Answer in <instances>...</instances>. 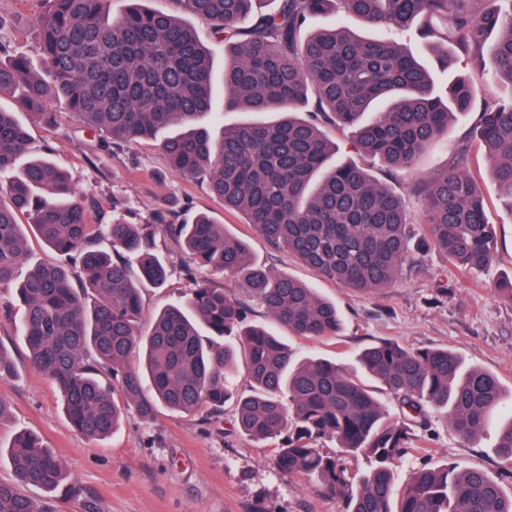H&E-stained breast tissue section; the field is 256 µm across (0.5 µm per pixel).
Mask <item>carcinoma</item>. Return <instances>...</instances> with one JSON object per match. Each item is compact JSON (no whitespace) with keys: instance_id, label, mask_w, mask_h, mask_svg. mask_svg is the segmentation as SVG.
I'll use <instances>...</instances> for the list:
<instances>
[{"instance_id":"cac0c4a2","label":"carcinoma","mask_w":512,"mask_h":512,"mask_svg":"<svg viewBox=\"0 0 512 512\" xmlns=\"http://www.w3.org/2000/svg\"><path fill=\"white\" fill-rule=\"evenodd\" d=\"M41 2L38 62L0 41V96L15 98L30 116L54 126L52 104H62L109 153L179 128L159 144L171 172L208 179L224 206L242 212L274 248L347 287L394 286L417 246L444 253L460 275L493 261L485 199L468 160L472 146L484 150L499 198L512 209V0H278L269 12L260 0H170L169 12L132 0L116 21L104 14L106 0ZM183 15L205 20L224 41V111L281 112L283 119L225 124L212 135L203 125L212 63ZM329 15L332 26L312 28ZM345 16L382 33L361 38ZM407 36L431 46L438 67L448 69L450 52L465 65L445 93L430 67L405 50ZM485 67L507 96L480 95L467 70ZM468 112L478 121L447 167L415 178L403 193L338 158L324 131L349 129L358 152L408 171ZM9 169L17 174L0 186V288L15 287L16 335L32 367L56 386L75 431L103 439L131 406L145 419L158 404L216 416L234 397L238 429L274 444L282 473L315 478L345 500L346 512H512V492L456 461L398 481L397 463L428 436L429 413L446 414L463 440L485 430L505 398L495 376L447 349L394 340L365 347L353 367L297 362L281 337L250 323L242 298L210 281H193L184 302L146 320L130 263L163 285L157 236L167 234L184 242L198 268L242 283L251 302L295 335L334 336L340 326L336 305L257 263L246 242L206 215L176 224L162 204L143 224L92 221L94 198L76 195L60 167L32 156L27 128L0 109V171ZM413 199L426 226L416 244L407 234ZM31 232L58 261L22 275ZM240 354L251 386L235 397L229 383ZM363 375L385 387L397 410L374 396ZM326 439L341 454L317 448ZM496 453L512 474V419L499 430ZM6 454L15 479L0 482V512H49L27 487L80 497L36 434L16 433ZM359 454L371 461L362 474L345 462Z\"/></svg>"}]
</instances>
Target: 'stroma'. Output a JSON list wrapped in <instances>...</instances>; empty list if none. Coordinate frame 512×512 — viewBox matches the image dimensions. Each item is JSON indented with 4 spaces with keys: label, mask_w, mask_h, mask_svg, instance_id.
<instances>
[{
    "label": "stroma",
    "mask_w": 512,
    "mask_h": 512,
    "mask_svg": "<svg viewBox=\"0 0 512 512\" xmlns=\"http://www.w3.org/2000/svg\"><path fill=\"white\" fill-rule=\"evenodd\" d=\"M38 0H0V40L36 53L34 23ZM461 116L447 135L436 140L414 165L413 174L398 173L393 189L408 187L412 175L442 167L449 154L475 123ZM33 151L64 166L78 193L93 195L104 217L120 204L137 222L154 208L169 203L179 221L201 213L223 224L230 235L246 241L258 263L316 288L335 303L342 320L336 336L306 338L289 334L263 308L252 307L250 320L286 337L296 359L321 357L342 363L369 344L395 340L416 349L441 347L459 354L465 363L496 376L512 391V299L491 293L498 281L512 278V210L497 195L485 153L472 149L469 168L480 182L489 223L493 227L496 261L487 270L465 277L454 274L444 255L434 249L413 253L403 265L397 284L360 292L321 278L288 253L274 249L243 213L225 208L203 179L168 172L157 141L132 143L114 154L98 148L91 132L69 115L51 129L26 119ZM166 284L142 285L146 314L183 300L188 289L182 269L189 255L165 242ZM0 345L8 349L15 375L0 379V399L11 407L0 423V442L8 443L22 429L40 435L62 460L68 481L81 491L79 500H53L55 512H345L344 500L316 480L288 476L275 466L269 448L234 428L233 403L211 422L158 406L153 420H142L128 409L120 427L107 438L91 441L68 423L56 388L31 366L24 343L12 324L0 317ZM512 407L502 406L477 439H460L445 415L433 414L434 433L426 447L402 459L400 479L422 466L451 458L497 477L504 466L494 452L499 428Z\"/></svg>",
    "instance_id": "35a3bbf8"
}]
</instances>
